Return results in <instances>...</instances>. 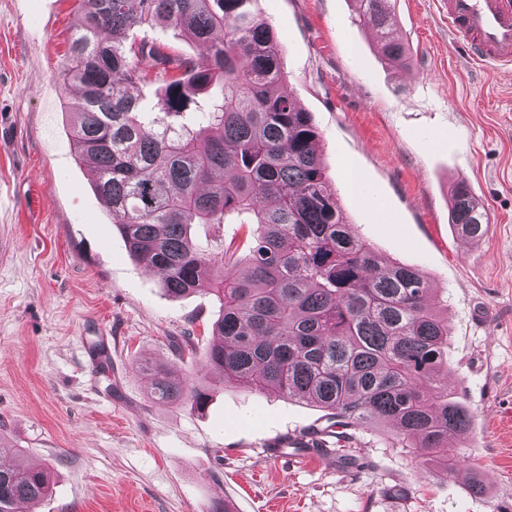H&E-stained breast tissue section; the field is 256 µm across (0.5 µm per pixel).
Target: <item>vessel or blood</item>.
Segmentation results:
<instances>
[{
  "instance_id": "vessel-or-blood-1",
  "label": "vessel or blood",
  "mask_w": 512,
  "mask_h": 512,
  "mask_svg": "<svg viewBox=\"0 0 512 512\" xmlns=\"http://www.w3.org/2000/svg\"><path fill=\"white\" fill-rule=\"evenodd\" d=\"M448 32L472 67L512 68V0H444Z\"/></svg>"
}]
</instances>
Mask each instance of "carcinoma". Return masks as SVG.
Instances as JSON below:
<instances>
[{
    "instance_id": "cac0c4a2",
    "label": "carcinoma",
    "mask_w": 512,
    "mask_h": 512,
    "mask_svg": "<svg viewBox=\"0 0 512 512\" xmlns=\"http://www.w3.org/2000/svg\"><path fill=\"white\" fill-rule=\"evenodd\" d=\"M255 0H79L81 25L58 74L78 89L72 145L130 257L160 272L174 298L207 294L221 343L206 352L215 378L189 383L175 365L146 361L153 400L204 411L227 386L278 393L327 411L321 432L350 459L352 431L389 426L402 447L484 492L453 445L471 413L448 398V317L418 268L389 261L352 230L325 173L310 113L281 91L283 48ZM381 56L402 67L409 42L390 22L393 0H353ZM162 22L198 55L173 57L127 33ZM159 82L146 109L137 85ZM449 223L477 242L488 214L463 182ZM197 224L253 227L246 253L193 242ZM49 468L0 469V512L34 505Z\"/></svg>"
}]
</instances>
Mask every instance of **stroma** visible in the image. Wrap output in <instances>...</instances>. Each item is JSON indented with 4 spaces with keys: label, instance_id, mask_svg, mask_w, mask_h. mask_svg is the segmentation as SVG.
<instances>
[{
    "label": "stroma",
    "instance_id": "1",
    "mask_svg": "<svg viewBox=\"0 0 512 512\" xmlns=\"http://www.w3.org/2000/svg\"><path fill=\"white\" fill-rule=\"evenodd\" d=\"M78 0H0V449L52 465L36 512H512V70L470 67L449 41L442 0H396L413 56L386 66L352 0H258L284 50L285 91L310 112L325 171L354 231L420 268L448 304V381L471 412L464 464L484 494L426 470L393 430H354L358 471L271 458L275 440L323 428L321 408L229 387L204 414L155 402L140 359L211 376L217 314L207 296L169 297L128 255L90 173L72 153L57 75ZM359 174L374 195L349 190ZM486 206L487 235L448 224L451 186ZM197 350L175 362L173 336ZM112 339L102 370L85 347Z\"/></svg>",
    "mask_w": 512,
    "mask_h": 512
}]
</instances>
